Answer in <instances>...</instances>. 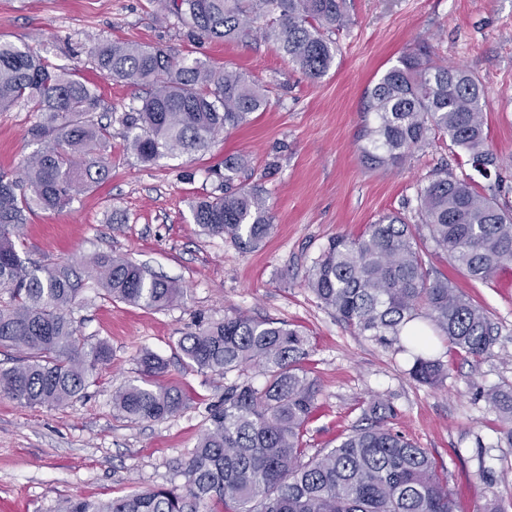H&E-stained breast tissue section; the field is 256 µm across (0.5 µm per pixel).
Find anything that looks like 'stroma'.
I'll use <instances>...</instances> for the list:
<instances>
[{"label": "stroma", "mask_w": 512, "mask_h": 512, "mask_svg": "<svg viewBox=\"0 0 512 512\" xmlns=\"http://www.w3.org/2000/svg\"><path fill=\"white\" fill-rule=\"evenodd\" d=\"M349 22L332 32L336 58L313 81L273 46L246 39L194 42L154 0H0V38L25 42L50 63L94 84L112 106V172L60 212L30 214L17 243L37 263L84 264L112 253L183 285L168 309L112 301L86 280L73 315L89 341L107 340L112 361L86 393L56 408L29 407L0 396V512H57L68 499L106 500L174 483L206 428L209 406L222 403L237 376L202 373L182 363L178 339L198 324L242 311L301 326L313 351L304 367L319 386L320 410L307 426L309 453L334 447L377 399L396 411L390 426L428 449L448 471L456 512H512V445L498 412L484 398L512 389V262L489 282L471 280L434 250L417 213V190L440 167L472 176L450 141L416 151L399 167L364 163L359 149L366 88L399 57L427 47L434 61L458 65L483 87L485 133L500 164L504 203L512 206V0H347ZM106 41L162 46L177 56L248 72L269 107L221 134L207 150L142 163L126 151L119 122L139 107L141 89L104 78L91 50ZM40 113L0 111V169L19 171L35 150L29 132ZM243 156L248 183L266 194L273 230L263 247L245 251L208 235L190 204L212 191L213 169ZM389 212L404 214L425 261L489 313L497 332L490 352L473 359L433 336L448 366L443 384L410 378L405 337L384 344L355 333L324 309L306 275L333 237L358 236ZM161 356V381L188 404L162 421L131 422L112 394L136 375L142 350Z\"/></svg>", "instance_id": "1"}]
</instances>
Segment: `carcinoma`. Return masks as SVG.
I'll return each instance as SVG.
<instances>
[{"label": "carcinoma", "instance_id": "obj_1", "mask_svg": "<svg viewBox=\"0 0 512 512\" xmlns=\"http://www.w3.org/2000/svg\"><path fill=\"white\" fill-rule=\"evenodd\" d=\"M194 39L258 37L311 80L326 75L337 54L329 33L345 26L346 0H155ZM94 62L107 79L145 89L140 108L122 117L126 149L144 163L206 150L218 135L269 107L247 73L216 68L201 58H177L162 46L101 43ZM483 89L467 70L436 64L427 52L401 56L366 89L362 157L372 166H398L433 136L449 138L472 168L489 180L475 190L448 169L417 193L420 223L434 249L470 279L485 282L512 261V207L502 193L496 156L488 149ZM23 103L44 116L31 129L39 148L18 174L0 170V346L19 352L0 367V393L29 407H60L84 394L112 360L101 339L90 342L71 316L84 272L69 263L29 266L16 245L36 209L61 211L112 172L108 106L76 74L26 45L0 38V111ZM247 165L224 164L218 184L192 205L194 223L256 247L271 233L266 198L237 181ZM90 274L106 295L132 306L163 310L184 295L176 282L148 273L121 255H99ZM307 287L321 306L362 336L397 337L427 319L460 353L479 359L494 343L487 312L445 276L432 275L404 218L386 214L356 238L338 236L314 262ZM414 346L409 375L435 385L448 367L428 338ZM181 359L201 372L241 375L210 409L209 425L188 457L176 462L181 485L158 486L104 502L66 500L60 512H454L448 475L430 453L387 425L394 409L377 401L333 448L312 456L306 427L317 409L318 386L303 363L310 337L299 327L244 312L201 324L180 337ZM138 376L112 394V406L132 422L161 421L187 403L181 390L158 382L167 364L144 350ZM264 377L256 385L248 371ZM487 402L501 414L512 446V391L492 388Z\"/></svg>", "mask_w": 512, "mask_h": 512}]
</instances>
